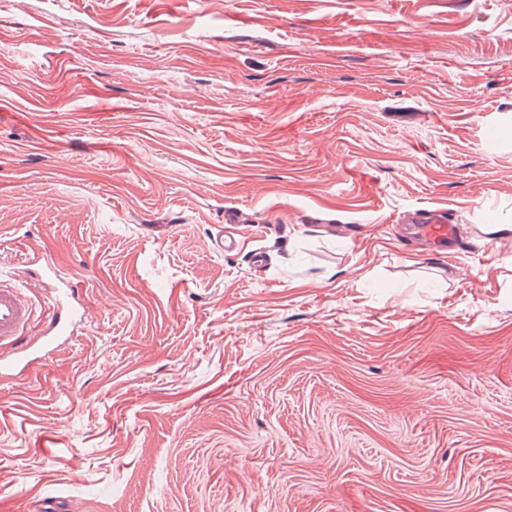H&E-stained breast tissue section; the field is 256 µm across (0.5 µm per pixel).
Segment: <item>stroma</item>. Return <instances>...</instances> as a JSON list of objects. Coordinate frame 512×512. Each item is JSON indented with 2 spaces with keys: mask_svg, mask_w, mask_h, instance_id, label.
<instances>
[{
  "mask_svg": "<svg viewBox=\"0 0 512 512\" xmlns=\"http://www.w3.org/2000/svg\"><path fill=\"white\" fill-rule=\"evenodd\" d=\"M34 258L91 314L0 380V512H512L506 0H0ZM410 224H415V234L436 247L447 249L448 256L454 255L458 242L456 224H449L441 210H424L421 217L414 216Z\"/></svg>",
  "mask_w": 512,
  "mask_h": 512,
  "instance_id": "obj_1",
  "label": "stroma"
}]
</instances>
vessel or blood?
Here are the masks:
<instances>
[{"label":"vessel or blood","instance_id":"vessel-or-blood-1","mask_svg":"<svg viewBox=\"0 0 512 512\" xmlns=\"http://www.w3.org/2000/svg\"><path fill=\"white\" fill-rule=\"evenodd\" d=\"M415 233L442 249H455L458 236L440 210H427L413 217ZM83 286L68 282L55 288L53 313L36 337L26 331L33 323V301L27 287L0 278V378L31 371L52 351L71 341L77 323L84 321Z\"/></svg>","mask_w":512,"mask_h":512}]
</instances>
